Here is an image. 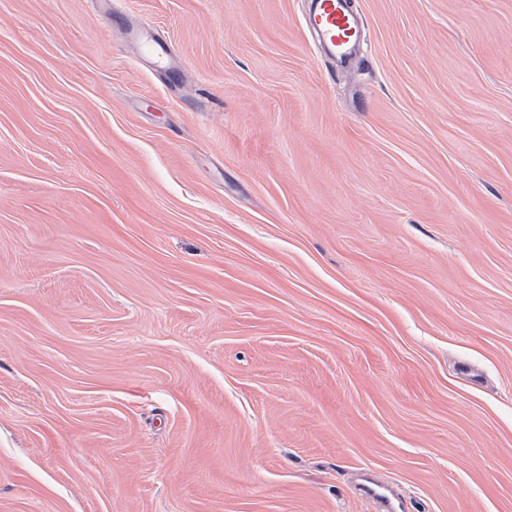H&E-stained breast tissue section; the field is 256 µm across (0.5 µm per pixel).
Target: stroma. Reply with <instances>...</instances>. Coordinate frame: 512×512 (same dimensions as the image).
Here are the masks:
<instances>
[{"instance_id":"stroma-1","label":"stroma","mask_w":512,"mask_h":512,"mask_svg":"<svg viewBox=\"0 0 512 512\" xmlns=\"http://www.w3.org/2000/svg\"><path fill=\"white\" fill-rule=\"evenodd\" d=\"M353 5L0 0V512H512V0ZM352 0H309L305 26L322 48L341 64H346L351 50L361 38V24Z\"/></svg>"}]
</instances>
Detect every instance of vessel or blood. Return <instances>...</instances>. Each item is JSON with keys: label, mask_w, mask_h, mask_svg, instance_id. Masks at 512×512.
Listing matches in <instances>:
<instances>
[{"label": "vessel or blood", "mask_w": 512, "mask_h": 512, "mask_svg": "<svg viewBox=\"0 0 512 512\" xmlns=\"http://www.w3.org/2000/svg\"><path fill=\"white\" fill-rule=\"evenodd\" d=\"M304 23L322 48L343 64L361 38L360 20L351 0H308Z\"/></svg>", "instance_id": "obj_1"}]
</instances>
